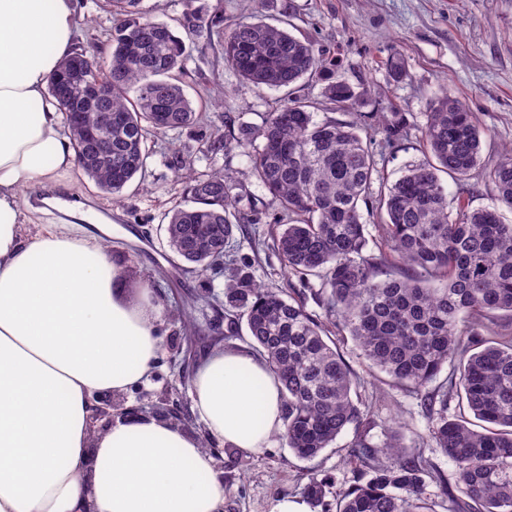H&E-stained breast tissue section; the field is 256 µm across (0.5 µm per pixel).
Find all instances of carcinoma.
Here are the masks:
<instances>
[{
    "mask_svg": "<svg viewBox=\"0 0 512 512\" xmlns=\"http://www.w3.org/2000/svg\"><path fill=\"white\" fill-rule=\"evenodd\" d=\"M143 0H106L119 16L102 62L87 57L85 82L52 75L48 92L66 115L76 154L89 159L83 172L104 193L118 196L145 174L148 137L196 125L180 76L187 60L183 38L166 22L148 17ZM186 35L206 37L216 58L256 88L281 89L300 80L327 81L324 96L351 110L360 95L327 72L336 57L288 29L258 21L224 30V15L179 21ZM112 87L106 109L112 126L88 127L84 111L91 83ZM316 119L314 103L288 97L258 126L240 128L237 144L252 171L288 213L272 248L299 280L321 287L311 295L323 323L304 302L257 283L244 264L224 286L227 334L245 322L251 344L281 384L285 420L280 437L299 458L312 460L345 429L352 442L355 485L336 494V512H434L426 488L440 487L446 512H512V224L498 209H471L448 199L440 174L466 183L481 165L482 131L470 112L443 89L417 128L428 157L404 168L391 184L377 180L373 136L388 145L407 138L402 112L373 121ZM497 200L512 209V148L487 169ZM186 204L168 215L170 249L205 272L220 263L234 229L232 177L222 169L183 176ZM376 219L377 251L368 249V218ZM348 331L363 357L392 385L420 399L434 447L455 466V488L419 449L402 442L393 422L384 440H369L370 408L353 398L360 380L324 336ZM452 371L438 380L445 367ZM458 397L479 424L448 418ZM330 484L313 473L309 497L320 501Z\"/></svg>",
    "mask_w": 512,
    "mask_h": 512,
    "instance_id": "cac0c4a2",
    "label": "carcinoma"
}]
</instances>
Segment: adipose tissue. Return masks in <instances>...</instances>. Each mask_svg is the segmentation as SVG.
<instances>
[{
    "label": "adipose tissue",
    "instance_id": "adipose-tissue-1",
    "mask_svg": "<svg viewBox=\"0 0 512 512\" xmlns=\"http://www.w3.org/2000/svg\"><path fill=\"white\" fill-rule=\"evenodd\" d=\"M81 14L80 0H0V512H222L198 437L152 415L92 429L94 396L127 391L160 348L150 288L130 295L108 258L111 220L47 197L66 221L24 232V189L75 166L48 84ZM191 396L230 447L258 451L283 429L281 386L250 353L213 351Z\"/></svg>",
    "mask_w": 512,
    "mask_h": 512
}]
</instances>
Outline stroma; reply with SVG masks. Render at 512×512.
<instances>
[{
    "label": "stroma",
    "instance_id": "35a3bbf8",
    "mask_svg": "<svg viewBox=\"0 0 512 512\" xmlns=\"http://www.w3.org/2000/svg\"><path fill=\"white\" fill-rule=\"evenodd\" d=\"M224 6V24L262 20L275 23L281 0H143L151 17L168 22L195 9L208 19L216 4ZM294 33L338 51L335 76L354 88H372L364 104L367 112H402L420 125L425 121L441 89H448L473 112L480 128L490 130L483 143L482 161L491 165L503 149L512 146V0H293ZM190 56L186 63L185 92L201 124L150 137L152 155L144 178L134 180L119 200L102 193L93 181L76 169L61 177L51 188H31L28 199L65 195L77 185L86 206L110 216L113 221L109 257L123 270H135L127 282L130 290L149 284L160 310L161 349L151 374L128 392L113 396L115 406L148 407L164 402L176 408L179 424L205 440L218 456L224 482L223 512H268L271 500L281 496H304L308 476L319 472L332 482L323 502L311 504V512H335L337 492L353 483L352 442L354 433L345 430L335 443L313 460L297 458L280 437L267 448L244 452L209 438L192 411L191 389L195 371L203 359L218 349L249 350L247 331L226 336L228 318L224 313L226 271L205 274L192 271L189 264L168 247L164 227L166 215L182 204L181 172L205 174L215 169L233 173V207L250 217L231 242L234 258H249L254 279L274 291L300 294L305 287H319L317 278L301 283L287 274L275 251H255L257 240L268 238L275 222L285 212L252 173L246 153L235 138L239 127L261 124L266 112L288 93L315 102L318 117L346 119L323 96V82L296 84L294 90L256 89L244 82L230 67L217 61L204 41L187 40ZM398 51L406 74L393 80L384 65L391 51ZM232 125H225V118ZM221 129L226 141L223 152L206 151L205 136ZM381 178L394 181L405 165L426 157L419 135H411L398 147L382 143L373 146ZM209 293L213 305L198 303ZM194 324L208 325L206 335H194ZM340 353L361 378V399L371 407L373 442L383 438L389 419H400L403 444L418 448L446 473L454 466L436 452L428 435V424L415 399L389 386L362 357L348 332L336 337Z\"/></svg>",
    "mask_w": 512,
    "mask_h": 512
}]
</instances>
